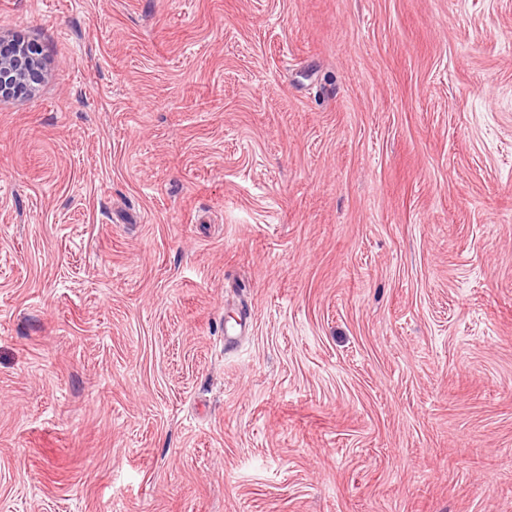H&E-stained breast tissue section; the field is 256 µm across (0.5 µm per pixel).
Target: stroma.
<instances>
[{
	"label": "stroma",
	"mask_w": 512,
	"mask_h": 512,
	"mask_svg": "<svg viewBox=\"0 0 512 512\" xmlns=\"http://www.w3.org/2000/svg\"><path fill=\"white\" fill-rule=\"evenodd\" d=\"M0 33V512H512V0ZM34 48L0 33V98L32 93L43 78V63Z\"/></svg>",
	"instance_id": "obj_1"
}]
</instances>
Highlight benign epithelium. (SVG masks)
Wrapping results in <instances>:
<instances>
[{"label": "benign epithelium", "mask_w": 512, "mask_h": 512, "mask_svg": "<svg viewBox=\"0 0 512 512\" xmlns=\"http://www.w3.org/2000/svg\"><path fill=\"white\" fill-rule=\"evenodd\" d=\"M43 78L34 49L0 34V98L31 93Z\"/></svg>", "instance_id": "1"}]
</instances>
